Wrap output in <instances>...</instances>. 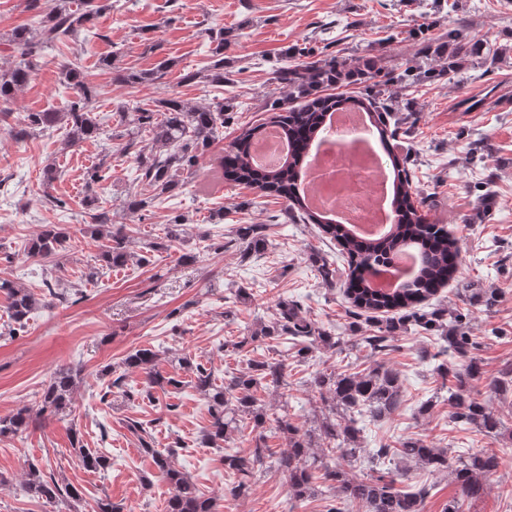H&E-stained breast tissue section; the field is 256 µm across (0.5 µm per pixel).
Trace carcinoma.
Instances as JSON below:
<instances>
[{
  "label": "carcinoma",
  "instance_id": "obj_1",
  "mask_svg": "<svg viewBox=\"0 0 512 512\" xmlns=\"http://www.w3.org/2000/svg\"><path fill=\"white\" fill-rule=\"evenodd\" d=\"M108 9L107 0H85L83 8L71 10L64 6L56 9L30 27L18 28L12 34V53L17 58L15 65L0 74V98L7 100L27 84L30 78L32 58L57 44L82 40L93 25V20ZM216 43L217 57L203 74L205 82L216 89L224 88V31L211 35ZM476 54V47L467 41L462 30L448 32V63L437 75L455 73L458 60ZM172 66V61L163 60L147 73H117L118 83H142L159 81ZM60 73L66 84L79 89L77 99L64 112H28L22 121L10 128V134L23 139L36 130H43L65 123L69 128L67 146L72 147L89 139L103 135L109 140H125L120 147L129 152L134 140L128 137L125 128L146 131L151 136L149 151L135 155L136 177L139 182L160 197L172 194L181 186L177 172L198 165L199 158L209 150L218 130L224 127V104L214 106L191 105L184 100L166 94L148 101L138 102L132 111L116 113V126L106 130L92 112L93 103L100 95L95 85L87 84L78 60L61 65ZM273 80L284 89V95L272 100L270 108L274 115L264 124L247 127L238 142L217 159L221 178L231 180L266 195H275L285 200V214L303 222L318 225L321 232L337 242L339 254L346 261L350 273H364L373 267L386 266L402 249L413 246L417 249L419 273L398 296L392 298L363 287L347 293L353 310L352 318L370 323L374 333L361 336L351 343L353 347H366L374 353L389 350V341L401 330L435 331L442 329L444 346L433 354L424 356L437 361L435 371L443 380H448V362L438 358L448 353L460 359L463 371L454 375L455 384L442 385L448 396V413L453 423L466 429L470 426L493 436L504 435L503 424L487 411L485 405L471 395L469 381L481 376L480 363L470 356L475 342L464 331L467 316L446 308L425 311L420 308L427 298L443 286L453 272L448 256L456 257L460 247L458 240L448 230L431 222L427 215L419 212L418 202L412 199V180L405 167L407 160L391 152L389 160L396 178V191L401 195L402 218L391 225L387 236L375 240H361L350 233L345 225L328 219L318 210L310 208L304 191L298 187L299 165L303 163L309 145L318 138L325 117L343 110L364 112L373 119L379 139H395L400 130L395 118L384 102L385 87L400 81L410 88L414 83L411 69L405 68L396 75L387 71L376 57L351 55L335 56L303 61L297 65L280 67L273 72ZM360 86L365 94L358 98L338 99L325 94L336 87ZM281 130L288 143V153L280 163L268 169L254 165L250 149L262 140L268 128ZM85 204L91 214L92 223L86 232L94 238H104L107 244L99 254V261L108 268L122 267L131 254L127 250L126 225L109 223L106 212L97 206V198L88 197ZM264 224H239L235 227L232 242L239 247L241 260L265 249L267 236ZM68 234L55 224H44L27 242V254L41 259H50L66 249ZM309 260L322 281L329 287L336 285L338 268L326 258L313 251ZM0 291L9 301V312L16 324L15 331L24 330L28 316L37 305L33 294L24 288L15 287L11 281L0 280ZM473 298L486 309L498 303V294L493 289L475 288ZM402 309L403 313L391 315L389 311ZM269 350L279 347L290 351L283 359H243L245 367L230 372L224 384L214 382L210 369L191 358L178 359L180 368L191 374L193 387L201 392L209 403V425L202 433L201 442L212 448L224 449V468L232 471L236 481L228 493L233 497L246 494L256 479L260 467L276 470L288 477L291 495L304 500L316 495L326 501L325 512H425L424 488L395 486L394 474H402L401 463L414 462L433 472L451 471L458 488V497L448 503L446 512H463L464 503L480 498L486 490L485 478L499 466V457L483 452L468 456H448V450L436 448L421 437L381 439L378 447L369 450L359 446L358 423L364 418H382L399 410L402 404V389L399 375L384 363H374L363 369L350 362L338 373L335 368L316 359L315 352H336L345 344L344 338L334 337L324 327L303 315L302 305L291 299L277 304L276 318L269 325L241 337L231 343L233 350L241 353L256 352L258 345ZM159 354L151 348H141L127 355L122 365L126 369H137L145 375V387L141 393L153 400L152 389L175 386L178 380L166 376L157 368ZM318 366L311 372L310 385L328 407L318 425L310 430H301L288 416L275 419L276 428L286 435L288 449L279 456L264 461L266 447L265 424L267 412L259 405L257 392L269 387L279 388L286 384L290 365ZM75 383L72 371L62 369L55 373L51 383L40 398L39 413L56 412L66 407ZM491 390L499 395L512 394V362L504 363L498 375L490 382ZM349 415L346 423L336 420V409ZM250 417L255 436L254 450L243 454L233 448H225L232 432L244 417ZM32 421L29 409H18L0 416V438L23 434ZM136 435L140 450L151 456L154 465L165 474L172 487L167 500L166 512H215V501L193 484L185 473L176 469L168 457L153 448V435L149 427L139 421L130 425ZM322 443L321 452L314 451L315 443ZM84 467L101 471L106 468V458L75 443ZM356 461L366 459L370 474L366 479H353L333 461L334 455ZM24 490L29 497L46 502L69 499L80 500V492L69 485H61L54 478L44 475L32 467L26 473Z\"/></svg>",
  "mask_w": 512,
  "mask_h": 512
}]
</instances>
